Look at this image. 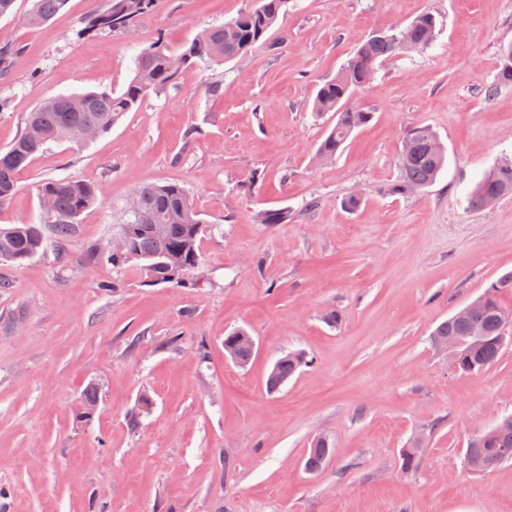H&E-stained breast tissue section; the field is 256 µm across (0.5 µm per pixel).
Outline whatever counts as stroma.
Instances as JSON below:
<instances>
[{"instance_id": "1", "label": "stroma", "mask_w": 512, "mask_h": 512, "mask_svg": "<svg viewBox=\"0 0 512 512\" xmlns=\"http://www.w3.org/2000/svg\"><path fill=\"white\" fill-rule=\"evenodd\" d=\"M104 3L68 0L36 28L33 0L0 17V46L22 51L0 71V149L42 99L122 91L142 48L180 45L257 0H161L135 37L81 35ZM425 12L433 42L379 66L353 96L372 120L316 161L336 123L314 112L318 87L374 32ZM510 44L512 0H288L267 44L182 69L96 141L52 146L19 170L2 227L37 217L44 180L100 193L73 242L0 260V512H512V463L480 476L463 465L470 436L512 414V345L463 376L431 341L512 272V196L468 201L512 162V83L499 81ZM415 125L437 133L446 166L423 192L388 194ZM172 182L206 222L204 283L150 285L87 258L135 189ZM354 191L350 212L341 201ZM264 209L291 218L255 223ZM239 328L256 341L244 367L224 357ZM291 351L307 365L267 393ZM90 386L99 407L86 419ZM318 436L332 455L311 473Z\"/></svg>"}]
</instances>
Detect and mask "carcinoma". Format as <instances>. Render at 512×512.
<instances>
[{"mask_svg":"<svg viewBox=\"0 0 512 512\" xmlns=\"http://www.w3.org/2000/svg\"><path fill=\"white\" fill-rule=\"evenodd\" d=\"M160 0H106V7L88 16L81 29L85 36L121 33L132 36L139 19L156 11ZM287 0H260V5L240 13L223 25L204 29L194 39L177 49L156 41L142 49L134 61L133 76L119 93L90 90L79 94H60L42 100L25 119L19 136L0 151V205L8 202L16 191L15 174L27 166L52 143L68 141L76 147L87 143L86 131L99 138L127 112L146 97L172 86L178 72L195 63L227 62L267 41ZM67 4V0H33L27 23L31 26L48 22ZM435 36V19L430 13L416 17L403 29L363 41L336 77L316 92L317 113H336V124L316 150L322 159L338 153L347 137L368 124L372 113L350 103L353 92L371 81L383 60L401 52L424 48ZM434 134L428 126H414L404 137L400 159V176L392 186L395 194L421 192L432 185L445 166L446 156L435 153L428 144ZM99 189L88 182L66 178L48 179L37 187V196L48 200L50 208L39 211L38 218L8 227H0V259L23 262L44 251L51 243L64 244L77 237L79 217L96 202ZM512 194V166L492 169L474 188L470 205L480 209ZM140 199V211L124 209L116 233L126 238L125 250L114 255L111 248L89 249L92 258L105 257L115 268L134 267L152 284L182 285L197 275L201 258L198 239L203 219L189 192L178 184H145L134 191ZM260 224H285L288 211L267 209L256 214ZM512 290V272L501 275L485 289V302L463 319L449 317L431 333L432 337L463 339L479 336V343L459 347L463 364L480 375L495 365L503 352L499 336L512 327V308L506 307L500 294ZM249 332L238 329L228 337L237 341L242 361L248 363L254 354ZM308 364L301 352H290L279 358L267 377L266 389L278 392L299 368ZM469 471L485 474L491 471L489 461L503 457L512 462V431L475 436L474 446L466 449ZM330 455L329 444L318 443L308 450L305 467L311 472L322 468Z\"/></svg>","mask_w":512,"mask_h":512,"instance_id":"1","label":"carcinoma"}]
</instances>
